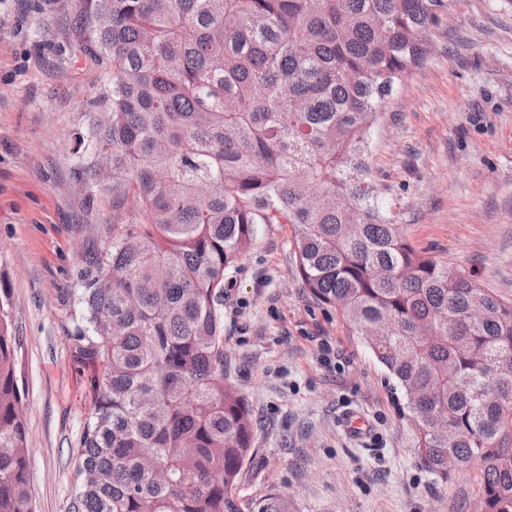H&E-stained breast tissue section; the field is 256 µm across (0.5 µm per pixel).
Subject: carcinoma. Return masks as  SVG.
<instances>
[{"label": "carcinoma", "mask_w": 512, "mask_h": 512, "mask_svg": "<svg viewBox=\"0 0 512 512\" xmlns=\"http://www.w3.org/2000/svg\"><path fill=\"white\" fill-rule=\"evenodd\" d=\"M455 0H97L110 66L77 174L112 206L81 255L71 336L91 411L68 512H292L240 494L255 421L224 374V276L290 224L302 288L356 325L404 389L446 485L477 464L512 512V303L415 249L364 154ZM0 299V512H34L24 388Z\"/></svg>", "instance_id": "1"}]
</instances>
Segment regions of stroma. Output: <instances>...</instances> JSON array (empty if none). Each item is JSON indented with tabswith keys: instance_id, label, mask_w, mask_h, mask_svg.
<instances>
[{
	"instance_id": "stroma-1",
	"label": "stroma",
	"mask_w": 512,
	"mask_h": 512,
	"mask_svg": "<svg viewBox=\"0 0 512 512\" xmlns=\"http://www.w3.org/2000/svg\"><path fill=\"white\" fill-rule=\"evenodd\" d=\"M96 0H0V290L18 375L36 512H68L91 397L69 334L80 255L112 237L75 165L107 79ZM426 63L390 97L368 162L413 247L512 302V6L458 0ZM294 229L259 225L224 287V370L260 421L242 486L294 512H478L481 470L435 483L415 455L407 399L364 336L304 292ZM329 341L336 359L324 361ZM361 417L362 436L345 419Z\"/></svg>"
}]
</instances>
